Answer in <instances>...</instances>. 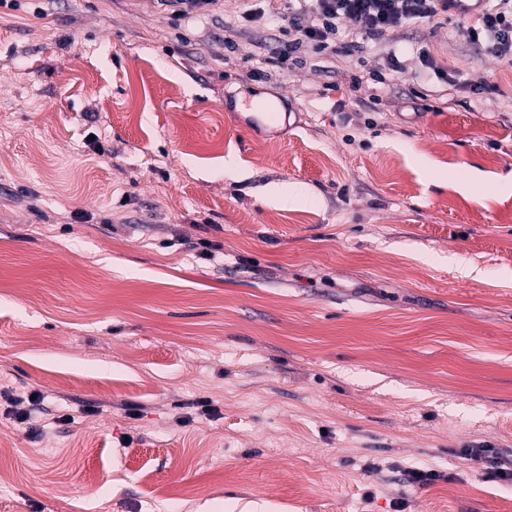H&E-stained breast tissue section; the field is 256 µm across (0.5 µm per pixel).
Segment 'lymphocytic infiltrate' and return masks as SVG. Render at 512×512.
Here are the masks:
<instances>
[{"instance_id": "lymphocytic-infiltrate-1", "label": "lymphocytic infiltrate", "mask_w": 512, "mask_h": 512, "mask_svg": "<svg viewBox=\"0 0 512 512\" xmlns=\"http://www.w3.org/2000/svg\"><path fill=\"white\" fill-rule=\"evenodd\" d=\"M279 16L285 39L277 60L280 67L295 62L305 47L335 53L341 29L360 34L363 42L383 49V68L405 73L396 47L399 31L413 24L440 26L448 22V0H283ZM457 34L473 50L512 62V0H486L474 22H458Z\"/></svg>"}]
</instances>
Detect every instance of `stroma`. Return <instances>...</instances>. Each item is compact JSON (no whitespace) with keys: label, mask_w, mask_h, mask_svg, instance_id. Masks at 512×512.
<instances>
[{"label":"stroma","mask_w":512,"mask_h":512,"mask_svg":"<svg viewBox=\"0 0 512 512\" xmlns=\"http://www.w3.org/2000/svg\"><path fill=\"white\" fill-rule=\"evenodd\" d=\"M276 30L0 6V512H512L461 454L512 459V64L448 23L401 79L284 70ZM32 396H35V399H32ZM6 397L10 405L8 413L11 414V416L17 423L28 425L27 427L32 432L39 433L40 431H42L43 428L41 426L37 428L36 425H33L31 423L33 419L32 410L34 409L35 406L41 404V402L44 399V395L40 391L34 390L29 393L24 392L23 394L16 396H14L13 394H7ZM26 402L30 406L27 408H21V406L24 405Z\"/></svg>","instance_id":"35a3bbf8"}]
</instances>
